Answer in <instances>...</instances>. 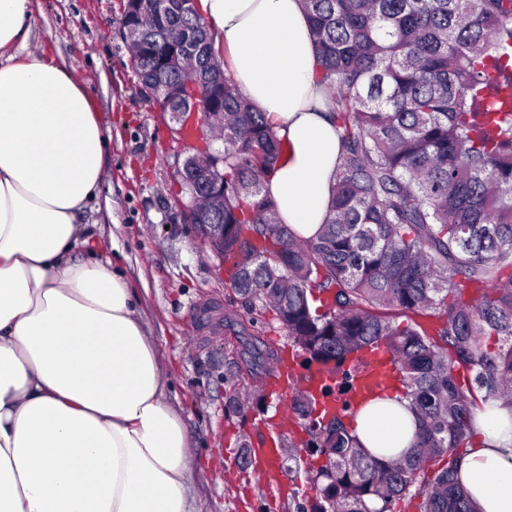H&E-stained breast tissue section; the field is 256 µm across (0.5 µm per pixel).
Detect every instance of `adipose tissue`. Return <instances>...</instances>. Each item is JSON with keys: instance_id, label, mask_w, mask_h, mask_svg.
I'll return each mask as SVG.
<instances>
[{"instance_id": "1", "label": "adipose tissue", "mask_w": 512, "mask_h": 512, "mask_svg": "<svg viewBox=\"0 0 512 512\" xmlns=\"http://www.w3.org/2000/svg\"><path fill=\"white\" fill-rule=\"evenodd\" d=\"M212 49L283 145L264 182L280 222L315 237L340 152L302 0H200ZM36 0H0V512H196L194 450L167 401L138 297L79 221L111 142L88 85L28 51ZM369 450L410 446L388 390L349 421ZM458 478L474 512H512V411L481 403Z\"/></svg>"}]
</instances>
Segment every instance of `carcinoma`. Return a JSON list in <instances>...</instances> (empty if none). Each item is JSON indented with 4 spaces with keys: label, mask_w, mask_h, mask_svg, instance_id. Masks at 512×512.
I'll return each instance as SVG.
<instances>
[{
    "label": "carcinoma",
    "mask_w": 512,
    "mask_h": 512,
    "mask_svg": "<svg viewBox=\"0 0 512 512\" xmlns=\"http://www.w3.org/2000/svg\"><path fill=\"white\" fill-rule=\"evenodd\" d=\"M326 114L341 140L331 206L310 240L264 193L282 145L265 114L211 54L207 25L179 0L153 23L130 0L120 34L147 49L132 62L144 89L185 105L196 81L224 113V287L248 313L270 311L301 365L340 369L377 350L418 428L388 459L360 448L340 412L294 393L323 456L310 512H474L456 479L478 400L512 408V0H304ZM195 71L160 68L173 40ZM434 319L433 331L393 312ZM250 373L278 355L243 349ZM234 392L235 410L261 407ZM440 464L433 475L431 463Z\"/></svg>",
    "instance_id": "1"
}]
</instances>
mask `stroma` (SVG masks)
<instances>
[{"label": "stroma", "mask_w": 512, "mask_h": 512, "mask_svg": "<svg viewBox=\"0 0 512 512\" xmlns=\"http://www.w3.org/2000/svg\"><path fill=\"white\" fill-rule=\"evenodd\" d=\"M30 43L67 63L86 80L103 121L112 128L106 175L82 221L101 255L116 256L158 353L168 367L169 401L196 450L191 492L200 512H297L315 493L286 455L276 465L279 491H268L256 469L241 470L243 446L281 435L306 441L302 420L285 414L290 391L238 369L239 326L289 354L290 339L272 313L252 318L231 300L220 262L184 217L188 198L175 183L173 125L144 97L131 54L118 33L120 0H39ZM233 314L234 325L224 323ZM266 397L264 415L227 407L234 385Z\"/></svg>", "instance_id": "35a3bbf8"}]
</instances>
